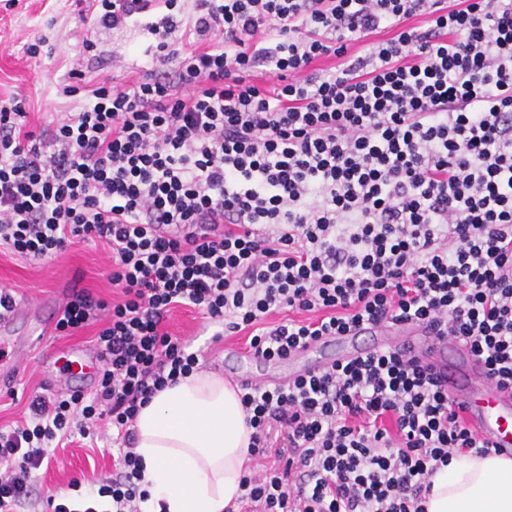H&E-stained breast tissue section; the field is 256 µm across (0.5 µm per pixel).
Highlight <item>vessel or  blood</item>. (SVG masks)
<instances>
[{
    "mask_svg": "<svg viewBox=\"0 0 512 512\" xmlns=\"http://www.w3.org/2000/svg\"><path fill=\"white\" fill-rule=\"evenodd\" d=\"M370 338L374 347L399 345L411 350L434 373L444 378L448 396L464 406L468 425L480 438L490 442L497 454L512 456V389L496 387L485 374L484 364L470 348L451 336H432L413 326L382 325L364 328L362 333L333 337L342 355L363 353L359 336ZM320 344L294 350L286 359L289 376L318 372L329 362L320 355ZM72 371L51 377L53 387L69 389L73 380L88 383L96 375V353L74 348L69 352Z\"/></svg>",
    "mask_w": 512,
    "mask_h": 512,
    "instance_id": "obj_1",
    "label": "vessel or blood"
}]
</instances>
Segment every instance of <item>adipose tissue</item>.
<instances>
[{"instance_id": "ef3b65f1", "label": "adipose tissue", "mask_w": 512, "mask_h": 512, "mask_svg": "<svg viewBox=\"0 0 512 512\" xmlns=\"http://www.w3.org/2000/svg\"><path fill=\"white\" fill-rule=\"evenodd\" d=\"M143 512H226L241 495L250 431L239 388L200 371L158 392L140 409ZM426 512H512V458L461 455L434 474Z\"/></svg>"}]
</instances>
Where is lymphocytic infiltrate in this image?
<instances>
[{"label": "lymphocytic infiltrate", "mask_w": 512, "mask_h": 512, "mask_svg": "<svg viewBox=\"0 0 512 512\" xmlns=\"http://www.w3.org/2000/svg\"><path fill=\"white\" fill-rule=\"evenodd\" d=\"M91 2L112 30L161 11L153 68L100 82L37 131L21 101L0 100V246L42 260L100 244L120 297L70 293L56 329L101 322L97 388L88 402L36 396L0 430V512L53 442L103 422L116 473L53 512H100L103 497L142 512L134 421L199 367L165 327L179 307L250 330L269 361L414 324L461 339L512 388V0H194L183 24L178 0ZM183 25L194 40L180 49ZM240 391L249 454L267 462L240 482L243 512H424L437 468L490 453L439 377L396 348ZM275 427L288 445L273 451Z\"/></svg>", "instance_id": "obj_1"}]
</instances>
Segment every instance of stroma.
I'll return each instance as SVG.
<instances>
[{
	"label": "stroma",
	"instance_id": "obj_1",
	"mask_svg": "<svg viewBox=\"0 0 512 512\" xmlns=\"http://www.w3.org/2000/svg\"><path fill=\"white\" fill-rule=\"evenodd\" d=\"M86 8L85 0H0V98L24 101L28 129L39 130L89 100L84 89L70 98L59 93L68 72L78 63L81 37L87 29L81 13ZM147 21V16H139L117 32L97 28L99 51L107 56L116 52L123 58L121 67L112 69V76L129 79L150 69L146 48L151 37L144 29ZM31 44L39 45L38 56L27 55ZM111 266L107 251L91 242L72 244L44 261L0 248V289L20 291L33 299L44 297L58 307L75 287L112 300L118 291L108 278ZM167 329L198 354L202 368L225 379H232L234 371L246 364V333L217 336L215 325L187 308L171 312ZM45 357V351L30 354L14 383L0 388V429H9L27 418L32 399L43 394L47 387L42 373ZM117 466L111 431H103L92 441L75 438L43 462L17 512H48V498L68 494L71 479L94 488L111 478Z\"/></svg>",
	"mask_w": 512,
	"mask_h": 512
}]
</instances>
